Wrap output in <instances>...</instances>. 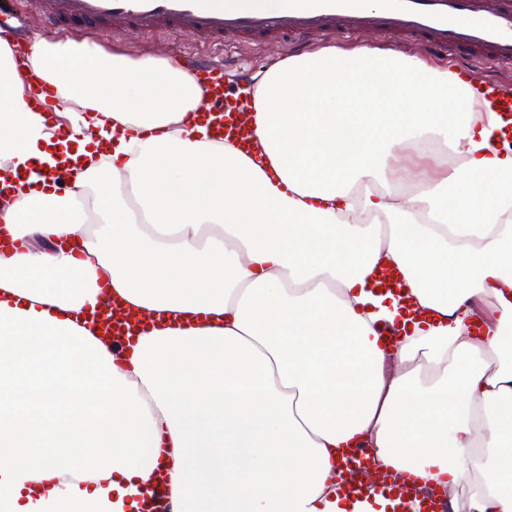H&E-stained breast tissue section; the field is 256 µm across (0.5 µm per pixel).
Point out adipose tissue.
<instances>
[{
    "mask_svg": "<svg viewBox=\"0 0 512 512\" xmlns=\"http://www.w3.org/2000/svg\"><path fill=\"white\" fill-rule=\"evenodd\" d=\"M25 64L71 132L0 39V512H141L162 472L175 512H387L337 490L355 443L449 512H512V148L469 83L391 50L291 57L246 154L189 120L173 59L41 40ZM383 260L422 318L370 291ZM105 284L151 317L130 348L85 313ZM19 77L25 88L23 101L26 106L50 113L56 117V110L59 106L55 94L51 89L43 85L33 73L19 69Z\"/></svg>",
    "mask_w": 512,
    "mask_h": 512,
    "instance_id": "1",
    "label": "adipose tissue"
}]
</instances>
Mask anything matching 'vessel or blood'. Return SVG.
<instances>
[{"mask_svg":"<svg viewBox=\"0 0 512 512\" xmlns=\"http://www.w3.org/2000/svg\"><path fill=\"white\" fill-rule=\"evenodd\" d=\"M19 8L0 6V29L10 27L30 36V21L74 30L99 29L109 38L149 35L156 40L177 33L190 42L214 48L254 41L283 47L286 41L308 42L329 33L397 36L436 52L463 57L462 70L484 89L479 110L512 114V94L503 92L488 74L489 66H512V0H291L285 9H248L229 0H19ZM192 72L203 89L198 109L212 140H228L243 148L253 144L251 98L224 87V72L235 69L242 88L250 86L252 70L230 61L192 56ZM26 106L55 113L51 89L34 74L20 71ZM341 468L349 475L347 494L363 497L372 464L365 449L351 448ZM395 500L394 512H445V502L426 494L413 480L385 483Z\"/></svg>","mask_w":512,"mask_h":512,"instance_id":"obj_1","label":"vessel or blood"}]
</instances>
